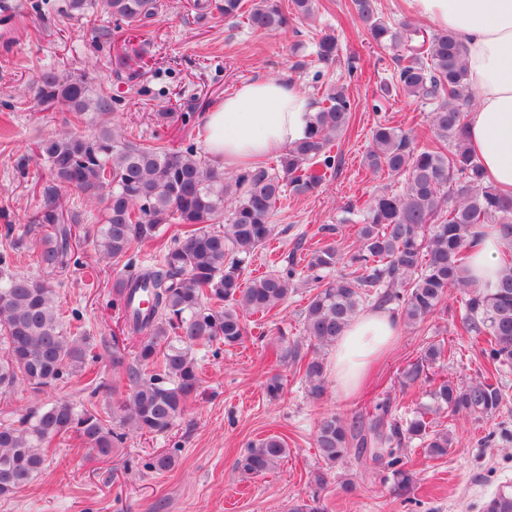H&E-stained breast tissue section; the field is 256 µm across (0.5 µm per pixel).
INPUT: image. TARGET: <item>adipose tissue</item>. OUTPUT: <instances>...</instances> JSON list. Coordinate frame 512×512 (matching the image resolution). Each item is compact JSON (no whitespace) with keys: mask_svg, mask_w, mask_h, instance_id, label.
<instances>
[{"mask_svg":"<svg viewBox=\"0 0 512 512\" xmlns=\"http://www.w3.org/2000/svg\"><path fill=\"white\" fill-rule=\"evenodd\" d=\"M412 15L451 30L462 44L477 97L468 115V139L489 181L512 194V0H408ZM313 116L308 94L292 80L243 83L206 115V151L230 170L252 167L301 139ZM400 330L384 309L362 313L334 349L332 373L347 396L360 393L373 366Z\"/></svg>","mask_w":512,"mask_h":512,"instance_id":"obj_1","label":"adipose tissue"}]
</instances>
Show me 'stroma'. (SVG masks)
I'll list each match as a JSON object with an SVG mask.
<instances>
[{"label":"stroma","mask_w":512,"mask_h":512,"mask_svg":"<svg viewBox=\"0 0 512 512\" xmlns=\"http://www.w3.org/2000/svg\"><path fill=\"white\" fill-rule=\"evenodd\" d=\"M157 15L147 27L126 29L114 39L99 37L98 28L112 25L99 16L96 27L69 18L68 0H19L21 12L13 23L0 27V119L8 132L0 136V227L23 226L36 209L35 187L45 181L47 167L33 156L34 142L55 133L39 118L34 76L55 69L92 81H112L118 57H125L134 73L136 93L118 92L120 103L112 119L137 125L149 144L163 138L174 146L201 145L206 112L226 90L261 76L285 77L299 83L319 100L314 80L324 71L327 81L344 78L346 58H355L362 75L349 91L356 101L348 132L336 142V171L313 194H283L276 203L274 232L249 259L245 278L265 274L295 248H309L322 239L324 226H334L330 240L343 256L357 247V228L345 219L349 205H361L383 188H400V180L373 173L365 164L376 122L412 132L418 142L431 136L428 106L402 94L383 95L381 87L394 68V53L380 49L353 14L351 0H318L313 19L297 29L253 31L229 27L220 11L198 18L194 0H159ZM339 34L342 61L323 69L312 40L315 31ZM190 112L194 124L174 122L157 126L159 112ZM113 269L97 277L76 271L56 274L55 283L65 306L76 310L82 331L101 358L96 364L104 383L99 406L112 403L113 389L125 381L112 367V333L122 320L112 306ZM310 291L300 288L279 310L247 321L245 343L234 349H206L197 358L203 384L166 434L149 438L129 436L112 459L97 458L76 440L52 451L45 470L26 488L0 499V512H290L310 499L311 475L322 461L314 446L316 424L323 411L351 418L372 411L379 399L409 398L400 373L419 355L425 342L442 338L460 348L462 358L445 363L443 375L468 380L480 375L485 361L474 339L460 324V305L451 303L422 328L403 329L391 351L372 372L365 389L347 399L327 379L321 401H312L293 369L277 366L280 334L299 336L300 314ZM281 374V400L265 395V381ZM507 399L491 418L459 420L456 446L447 458H426L420 448L405 454L408 468L418 477L410 498L396 495L385 470L361 474L356 462L331 473L324 492L326 512H480L494 491L512 490V369L503 373ZM268 435L284 439L288 453L274 471L255 478L241 476L234 462L247 442ZM166 451L174 464L165 472L151 469L155 454ZM354 480L356 490L339 492L341 478Z\"/></svg>","instance_id":"obj_1"}]
</instances>
